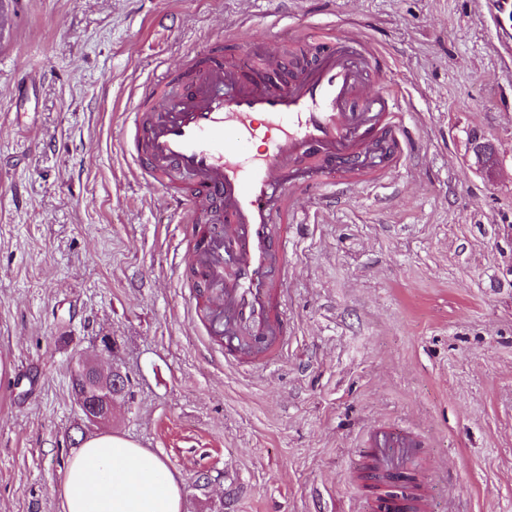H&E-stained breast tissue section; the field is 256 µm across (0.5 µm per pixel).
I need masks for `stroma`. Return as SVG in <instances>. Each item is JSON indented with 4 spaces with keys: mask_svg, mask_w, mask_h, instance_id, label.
I'll return each mask as SVG.
<instances>
[{
    "mask_svg": "<svg viewBox=\"0 0 512 512\" xmlns=\"http://www.w3.org/2000/svg\"><path fill=\"white\" fill-rule=\"evenodd\" d=\"M360 28L416 144L312 210L289 259L287 355L209 364L178 278L181 228L120 130L144 83L227 30ZM117 343L104 424L71 391ZM420 429L434 512H512V54L487 0H0V512H61L82 435L159 455L183 512H359L366 431Z\"/></svg>",
    "mask_w": 512,
    "mask_h": 512,
    "instance_id": "1",
    "label": "stroma"
}]
</instances>
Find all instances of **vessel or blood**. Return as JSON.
<instances>
[{"label": "vessel or blood", "instance_id": "1", "mask_svg": "<svg viewBox=\"0 0 512 512\" xmlns=\"http://www.w3.org/2000/svg\"><path fill=\"white\" fill-rule=\"evenodd\" d=\"M295 66L278 51L243 65L230 31L177 72L144 86L121 130L124 154L190 224L181 254L191 322L207 350L254 372L279 360L293 334L288 316V254L336 184L360 191L400 169L413 148L387 63L347 24L314 34L297 26ZM268 147L247 153L255 117ZM365 512H430L432 467L418 431L377 426L364 439Z\"/></svg>", "mask_w": 512, "mask_h": 512}]
</instances>
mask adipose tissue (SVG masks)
I'll list each match as a JSON object with an SVG mask.
<instances>
[{
  "label": "adipose tissue",
  "instance_id": "obj_1",
  "mask_svg": "<svg viewBox=\"0 0 512 512\" xmlns=\"http://www.w3.org/2000/svg\"><path fill=\"white\" fill-rule=\"evenodd\" d=\"M59 497L62 512H182L180 486L160 457L112 433L84 442Z\"/></svg>",
  "mask_w": 512,
  "mask_h": 512
}]
</instances>
